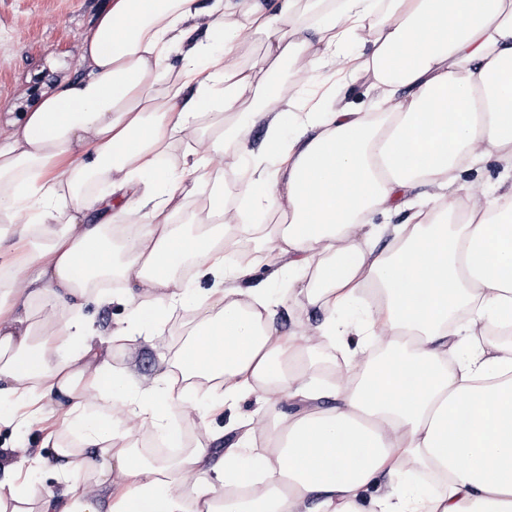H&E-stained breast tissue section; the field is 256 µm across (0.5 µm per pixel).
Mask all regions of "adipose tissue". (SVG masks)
<instances>
[{"instance_id":"1","label":"adipose tissue","mask_w":512,"mask_h":512,"mask_svg":"<svg viewBox=\"0 0 512 512\" xmlns=\"http://www.w3.org/2000/svg\"><path fill=\"white\" fill-rule=\"evenodd\" d=\"M202 16L221 49L194 44L172 72L173 45ZM257 39L264 53L246 61ZM351 39L369 53L345 51ZM285 61L303 88L321 66L363 76L374 111L282 99L270 76ZM80 66L11 113L0 139V402L62 413L55 459L33 461L60 491L0 481V512H512V0H109ZM216 107L229 118L204 135ZM197 137L203 152L165 166L174 141ZM261 155L280 162L236 185L246 209L228 206L225 168ZM485 157L505 183H460ZM146 176L163 196L138 194ZM189 200L207 220L190 236L173 221ZM269 211L288 221L269 253L310 267L307 301L323 315L285 335L267 284L224 258ZM188 263L219 288L194 296ZM112 277L133 281L135 304L114 338L149 345L205 308L172 367L150 377L132 358L111 373L75 311ZM64 341L80 352L55 359ZM324 345L348 362L321 381ZM202 385L215 404L254 397L235 441L138 452L147 430L178 440L167 419L201 415Z\"/></svg>"}]
</instances>
